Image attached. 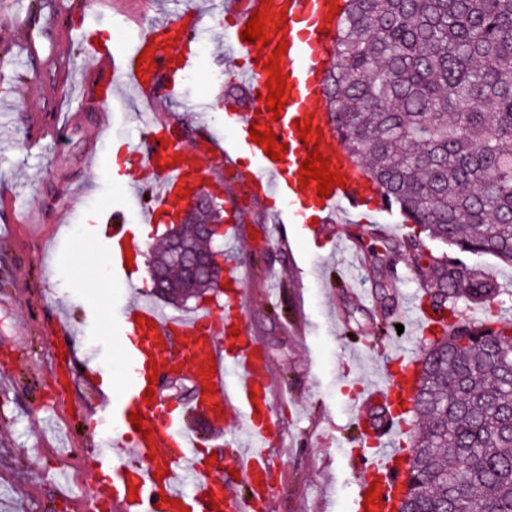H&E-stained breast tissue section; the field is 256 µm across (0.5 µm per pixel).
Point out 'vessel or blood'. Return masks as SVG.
<instances>
[{"instance_id":"obj_1","label":"vessel or blood","mask_w":512,"mask_h":512,"mask_svg":"<svg viewBox=\"0 0 512 512\" xmlns=\"http://www.w3.org/2000/svg\"><path fill=\"white\" fill-rule=\"evenodd\" d=\"M335 0H227L223 9L231 25L224 32V42L247 60L246 67L229 69L232 83L246 86L251 104L248 109L232 110L233 138L224 146L213 142L209 130L210 105L197 104L196 128L207 141V149L198 144L184 145L174 151L171 140L173 121L150 119L139 138L148 156L159 159L147 178L135 181L132 194L142 204L141 221L156 223L175 195L183 189L219 190L224 194L226 212L239 206L236 186L253 187L265 182L268 191L286 196L299 180V170L311 146L302 142L296 121H309L319 131V149L331 165L340 167L343 186L334 187L322 197L319 206L328 224L346 223L365 212L366 199L377 189L366 178L360 164L337 141L336 130L325 105V73L334 54L338 21L330 12ZM269 6L267 23L270 42L265 46L246 43L241 37L252 13ZM286 21H279V13ZM196 20L182 17L137 28L132 39L120 51L99 49L96 41L80 36L84 54L96 62L95 71L86 77L90 89H101L105 77L120 73L137 96L150 104L164 97L176 96L186 72L194 66L190 56H177V40L198 38ZM286 43L284 53H277L278 43ZM279 54V66L286 78L283 91L285 106L280 118L267 110L268 81L272 76L265 61ZM272 129L277 143L283 144L282 160H272L264 148L253 141L251 127ZM217 150L226 164H233L240 154H248L251 168L237 174L236 186L224 183L215 164L207 163L208 150ZM130 226L124 211H113L102 240L113 277L132 281L135 271L126 265L125 240ZM224 313L216 315L208 307L196 315H174L151 302L124 304L113 309L111 324L133 336L125 368L127 380L121 394L107 402L94 421L98 436L94 450L97 470L106 478L97 482L93 496L100 503H115L125 512H183L187 501H194L198 512H264L270 502L272 473L267 463L274 444L280 443L278 420L271 402L268 381L271 365L259 340L239 316L243 294L238 267L225 266ZM238 337H231V330ZM152 361L159 374L173 365H182L196 389L204 390V409L212 418L223 419L229 431L224 435L225 452L241 484L216 478L220 462L201 455L195 432L182 425L174 407L161 392L145 399L144 363ZM416 362L400 355L396 365L387 369L381 382L365 388L363 402L408 400L416 383ZM144 415L143 437L134 429L130 415ZM407 417L393 413L384 437L369 436L368 455L361 464L365 476L357 485L350 502V512H394L396 496L404 482L405 458L391 447L390 435L404 433ZM377 487L379 499L365 505V493Z\"/></svg>"}]
</instances>
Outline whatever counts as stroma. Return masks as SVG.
Returning <instances> with one entry per match:
<instances>
[{
  "label": "stroma",
  "instance_id": "obj_1",
  "mask_svg": "<svg viewBox=\"0 0 512 512\" xmlns=\"http://www.w3.org/2000/svg\"><path fill=\"white\" fill-rule=\"evenodd\" d=\"M200 12L201 34L192 44L194 68L177 99L165 109L182 130L195 126L189 107L211 104L210 131L231 137L224 123V59L217 37L227 26L209 0H0V192L31 207L28 223L0 207V512H120L90 500L97 472L91 422L109 397L102 382L79 377L74 355L101 349L115 384L126 379L124 356L111 347L107 320L93 319L85 303L112 306L151 295L144 277L129 285L114 279L98 246L107 210L126 211L146 265L164 224L142 226L131 199V180L145 177L148 158L138 150L139 109L134 93L116 97L111 119L84 95V120L51 112L48 88L59 67L69 80L93 62L68 27L121 49L117 18L152 22L156 15ZM36 33L28 46L27 33ZM58 123L60 138L46 152L25 150L35 116ZM283 210L286 223L273 222ZM287 200L261 193L241 199L239 220L224 240V256L241 270L242 317L269 354L273 408L284 445L271 512H348L363 471L356 459L360 432L357 386L389 366L401 309L419 292L417 275L391 283L370 251L377 238L400 241L406 230L397 213L379 223L323 224L302 219ZM286 234L285 247L272 236ZM353 267L369 299L353 300L338 272Z\"/></svg>",
  "mask_w": 512,
  "mask_h": 512
}]
</instances>
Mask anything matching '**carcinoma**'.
Masks as SVG:
<instances>
[{
	"label": "carcinoma",
	"mask_w": 512,
	"mask_h": 512,
	"mask_svg": "<svg viewBox=\"0 0 512 512\" xmlns=\"http://www.w3.org/2000/svg\"><path fill=\"white\" fill-rule=\"evenodd\" d=\"M327 105L336 134L380 199L411 223L384 255L408 253L414 270H434L420 304L448 315L483 306L478 325L452 324L427 344L407 439L417 474L412 497L424 512H512V323L492 311L497 282L468 264L491 254L512 264V0H345ZM222 219L193 212L177 228L194 252L213 247ZM455 251L437 257L424 239ZM170 239L162 297L184 301Z\"/></svg>",
	"instance_id": "1"
}]
</instances>
